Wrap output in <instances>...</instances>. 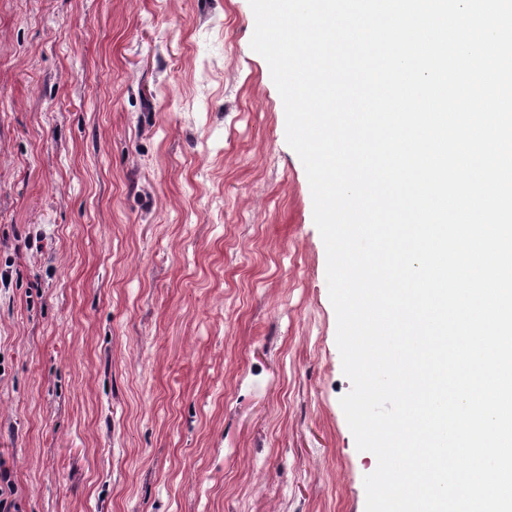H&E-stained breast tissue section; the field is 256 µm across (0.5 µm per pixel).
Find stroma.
Returning <instances> with one entry per match:
<instances>
[{
    "label": "stroma",
    "mask_w": 512,
    "mask_h": 512,
    "mask_svg": "<svg viewBox=\"0 0 512 512\" xmlns=\"http://www.w3.org/2000/svg\"><path fill=\"white\" fill-rule=\"evenodd\" d=\"M249 0H0L18 512H365L326 251Z\"/></svg>",
    "instance_id": "stroma-1"
}]
</instances>
